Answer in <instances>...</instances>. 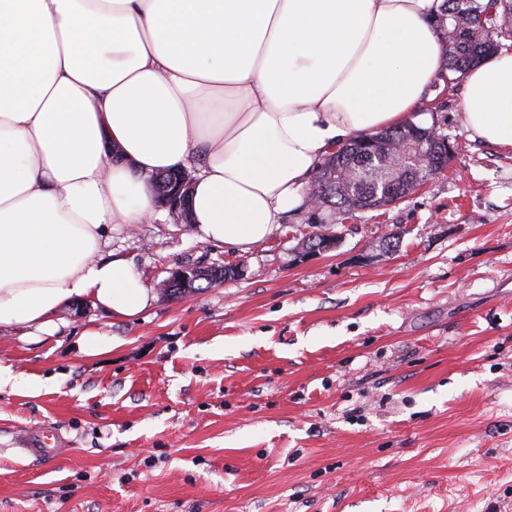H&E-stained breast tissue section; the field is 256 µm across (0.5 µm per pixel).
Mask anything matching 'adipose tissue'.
Here are the masks:
<instances>
[{"label":"adipose tissue","instance_id":"obj_1","mask_svg":"<svg viewBox=\"0 0 512 512\" xmlns=\"http://www.w3.org/2000/svg\"><path fill=\"white\" fill-rule=\"evenodd\" d=\"M444 0H0V326L52 332L80 300L154 294L110 224L194 167L198 238L269 236L322 159L404 124L441 70ZM463 124L512 146V51L464 76Z\"/></svg>","mask_w":512,"mask_h":512}]
</instances>
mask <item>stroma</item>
Here are the masks:
<instances>
[{"label":"stroma","mask_w":512,"mask_h":512,"mask_svg":"<svg viewBox=\"0 0 512 512\" xmlns=\"http://www.w3.org/2000/svg\"><path fill=\"white\" fill-rule=\"evenodd\" d=\"M462 112V83L428 85L410 118L452 159L381 209L303 205L245 251L161 207L108 225L148 281L240 273L132 318L84 300L50 335L1 326L0 512H512V147ZM42 424L60 457L17 447Z\"/></svg>","instance_id":"35a3bbf8"}]
</instances>
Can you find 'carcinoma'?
Here are the masks:
<instances>
[{
	"mask_svg": "<svg viewBox=\"0 0 512 512\" xmlns=\"http://www.w3.org/2000/svg\"><path fill=\"white\" fill-rule=\"evenodd\" d=\"M437 27L445 62L439 79L450 86L473 63L512 42V0H444ZM404 137L400 126L363 133L331 153L312 185L322 205L340 213L357 210L362 200L386 206L439 173L440 168L432 165L437 148L433 142L423 145L421 178L415 177L416 164L398 160Z\"/></svg>",
	"mask_w": 512,
	"mask_h": 512,
	"instance_id": "obj_1",
	"label": "carcinoma"
}]
</instances>
